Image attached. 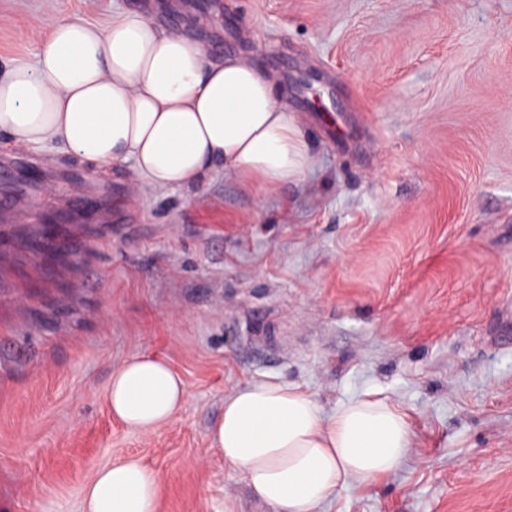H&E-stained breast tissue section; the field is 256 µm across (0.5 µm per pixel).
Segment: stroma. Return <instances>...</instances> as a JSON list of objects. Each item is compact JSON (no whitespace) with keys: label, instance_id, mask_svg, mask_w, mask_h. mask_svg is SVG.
<instances>
[{"label":"stroma","instance_id":"obj_1","mask_svg":"<svg viewBox=\"0 0 512 512\" xmlns=\"http://www.w3.org/2000/svg\"><path fill=\"white\" fill-rule=\"evenodd\" d=\"M117 9L255 59L318 165L134 197L129 165L0 135V512H81L130 455L159 512H270L209 441L262 377L410 415L403 467L323 512H512V0H0V60ZM137 353L189 391L149 435L105 399Z\"/></svg>","mask_w":512,"mask_h":512}]
</instances>
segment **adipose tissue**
Segmentation results:
<instances>
[{"mask_svg":"<svg viewBox=\"0 0 512 512\" xmlns=\"http://www.w3.org/2000/svg\"><path fill=\"white\" fill-rule=\"evenodd\" d=\"M0 133L104 171L130 164L137 193L190 188L218 166L275 189L315 165L299 119L256 61L209 55L188 33L130 11L104 25L57 20L34 65H0ZM187 396L184 379L152 355L119 365L107 390L113 417L146 434ZM209 438L271 512H319L350 485L400 469L414 446L409 416L390 398L367 392L327 414L301 385L271 378L227 393ZM161 495L155 473L127 458L96 471L82 512H158Z\"/></svg>","mask_w":512,"mask_h":512,"instance_id":"obj_1","label":"adipose tissue"}]
</instances>
